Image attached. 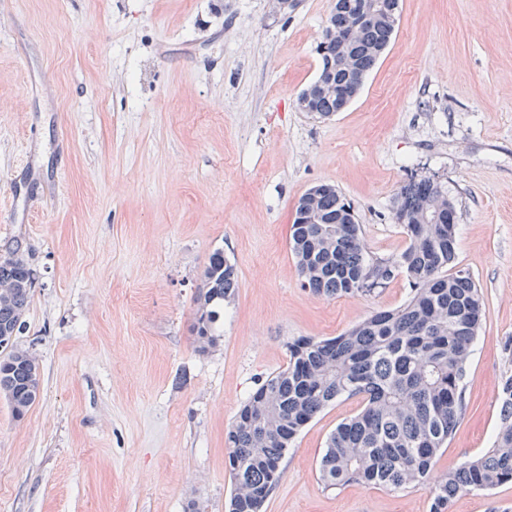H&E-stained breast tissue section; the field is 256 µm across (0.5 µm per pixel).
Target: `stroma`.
Returning a JSON list of instances; mask_svg holds the SVG:
<instances>
[{
  "instance_id": "obj_1",
  "label": "stroma",
  "mask_w": 512,
  "mask_h": 512,
  "mask_svg": "<svg viewBox=\"0 0 512 512\" xmlns=\"http://www.w3.org/2000/svg\"><path fill=\"white\" fill-rule=\"evenodd\" d=\"M332 0H0V256L22 244L32 300L18 342L40 394L0 398V512H225L227 428L299 336L340 335L408 297L304 288L289 235L318 182L353 205L372 257L410 175L458 202L457 261L484 296L465 409L437 469L490 448L512 374V0H401L396 34L342 112L297 98ZM235 263L223 338L191 327L214 250ZM340 398L289 448L265 512H429L424 489L319 479ZM449 512H512V484Z\"/></svg>"
}]
</instances>
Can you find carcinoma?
<instances>
[{"label": "carcinoma", "mask_w": 512, "mask_h": 512, "mask_svg": "<svg viewBox=\"0 0 512 512\" xmlns=\"http://www.w3.org/2000/svg\"><path fill=\"white\" fill-rule=\"evenodd\" d=\"M365 2L337 0L342 5L338 30ZM383 4L352 40L338 38L334 47L366 74L396 33L390 8L399 7V0ZM342 108L339 96L317 94L305 112L321 119ZM349 207L331 184L312 199L315 222L303 223L295 212L290 250L303 286L327 298L368 296L403 274L409 296L339 336H299L288 342L287 366L259 384L225 434L233 484L227 512H262L299 433L344 396L361 397L362 407L327 439L319 468L325 487L425 488L430 512H449L463 494L512 483V376L501 382V428L493 446L435 476L439 454L465 408L463 380L484 307L480 288L457 263V201L437 180L410 176L392 209L408 244L397 257L382 260L369 255ZM32 285V269L16 246L0 258V396L18 420L40 390L35 358L17 342ZM237 288L235 264L215 250L197 296V352L219 346L224 302Z\"/></svg>", "instance_id": "1"}]
</instances>
